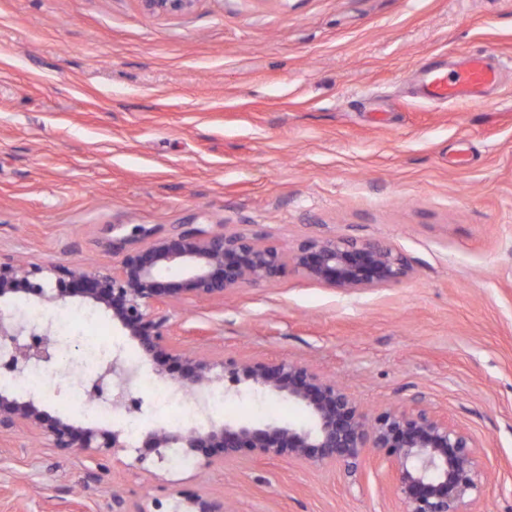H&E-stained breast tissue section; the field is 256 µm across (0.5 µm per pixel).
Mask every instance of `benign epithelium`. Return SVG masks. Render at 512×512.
Here are the masks:
<instances>
[{"instance_id":"obj_1","label":"benign epithelium","mask_w":512,"mask_h":512,"mask_svg":"<svg viewBox=\"0 0 512 512\" xmlns=\"http://www.w3.org/2000/svg\"><path fill=\"white\" fill-rule=\"evenodd\" d=\"M152 15L181 16L198 0H140ZM144 244L125 253L110 270L81 272L47 263L29 265L0 260V300L17 294L42 302L80 298L102 308L141 351L160 377L173 376L181 389L197 398L222 381L229 388L243 382L284 395L309 413L306 427L248 422L192 427H158L150 431L133 466L148 455L163 459L166 448H186L204 468L218 460L246 454L328 466L355 468L367 448H376L395 474V493L404 512H467L482 492L475 440L448 421L425 410L389 409L372 418L335 382L290 361L206 359L172 342L163 306L194 298L210 301L245 286L273 284L293 270L341 290L385 288L408 277L411 267L401 253L353 239H311L291 248L265 244L237 232L201 227L155 237L141 227ZM186 276H165L172 268ZM56 356L51 326H26L0 309V357L8 371L50 363ZM134 372L115 358L91 380V391L116 409H141V399L112 396V380L128 386ZM27 431L46 437L64 453L83 454L100 468L119 460L127 443L121 432L84 428L54 417L35 399L20 401L0 392V437ZM152 512H226L224 503L182 492L179 500L152 501Z\"/></svg>"}]
</instances>
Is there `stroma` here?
I'll return each instance as SVG.
<instances>
[{
    "label": "stroma",
    "instance_id": "35a3bbf8",
    "mask_svg": "<svg viewBox=\"0 0 512 512\" xmlns=\"http://www.w3.org/2000/svg\"><path fill=\"white\" fill-rule=\"evenodd\" d=\"M487 51L483 100L421 99V69ZM185 225L271 244L348 238L402 253L386 288L343 291L291 272L167 310L178 345L212 359L293 361L363 412L424 409L471 435L487 486L475 512H512V0H198L184 16L140 0H0V256L93 270L141 245L133 225ZM30 324L73 316L50 415L121 429L77 404L82 340H118L78 299L8 303ZM0 439V512H149L187 490L230 512H404L375 449L344 466L244 456L202 469L133 467ZM216 421L307 425L243 384ZM118 488L120 501L108 490Z\"/></svg>",
    "mask_w": 512,
    "mask_h": 512
}]
</instances>
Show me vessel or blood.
I'll return each mask as SVG.
<instances>
[{"mask_svg": "<svg viewBox=\"0 0 512 512\" xmlns=\"http://www.w3.org/2000/svg\"><path fill=\"white\" fill-rule=\"evenodd\" d=\"M499 79V69L492 61L473 54L453 70L424 72L420 82L426 100L454 104L482 99L488 88L498 85Z\"/></svg>", "mask_w": 512, "mask_h": 512, "instance_id": "obj_1", "label": "vessel or blood"}]
</instances>
